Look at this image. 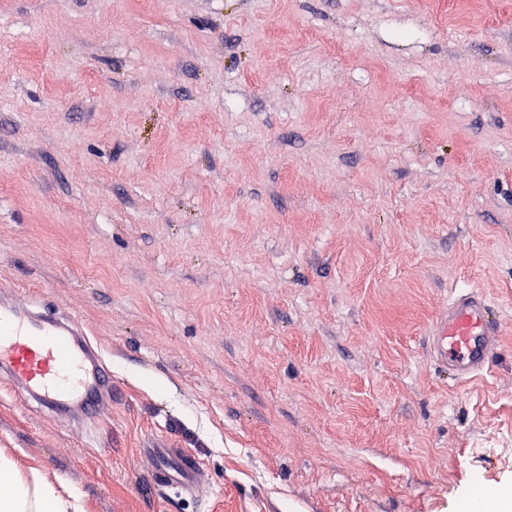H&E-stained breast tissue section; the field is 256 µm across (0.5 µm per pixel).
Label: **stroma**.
Instances as JSON below:
<instances>
[{
  "mask_svg": "<svg viewBox=\"0 0 512 512\" xmlns=\"http://www.w3.org/2000/svg\"><path fill=\"white\" fill-rule=\"evenodd\" d=\"M0 286L112 363L95 443L0 380L81 512H457L512 480V0H0ZM466 289L503 349L456 384ZM501 329L484 295L468 291L448 301L427 333V352L456 382L488 369L500 351ZM145 453L152 462L153 487L177 497L196 498L208 492V474L194 453L159 443L145 448Z\"/></svg>",
  "mask_w": 512,
  "mask_h": 512,
  "instance_id": "35a3bbf8",
  "label": "stroma"
}]
</instances>
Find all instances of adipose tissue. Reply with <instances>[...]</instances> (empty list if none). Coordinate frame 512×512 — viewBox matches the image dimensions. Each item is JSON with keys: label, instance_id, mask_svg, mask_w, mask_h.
I'll return each mask as SVG.
<instances>
[{"label": "adipose tissue", "instance_id": "1", "mask_svg": "<svg viewBox=\"0 0 512 512\" xmlns=\"http://www.w3.org/2000/svg\"><path fill=\"white\" fill-rule=\"evenodd\" d=\"M464 512H512V484L468 488L462 495ZM0 512H80L77 499H64L55 485L40 475H17L11 459L0 455Z\"/></svg>", "mask_w": 512, "mask_h": 512}]
</instances>
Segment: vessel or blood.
Masks as SVG:
<instances>
[{"label": "vessel or blood", "instance_id": "1", "mask_svg": "<svg viewBox=\"0 0 512 512\" xmlns=\"http://www.w3.org/2000/svg\"><path fill=\"white\" fill-rule=\"evenodd\" d=\"M501 329L484 295L455 296L432 322L427 352L454 381L488 369L500 351ZM0 378L20 401L90 420L112 402V368L83 322L28 298L0 292ZM152 485L178 497L209 490V477L194 453L167 444L147 448Z\"/></svg>", "mask_w": 512, "mask_h": 512}]
</instances>
